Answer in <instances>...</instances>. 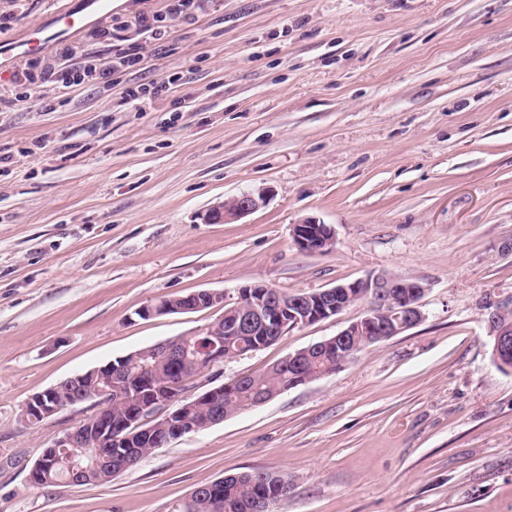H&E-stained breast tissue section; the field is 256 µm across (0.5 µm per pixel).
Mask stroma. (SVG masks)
<instances>
[{
  "instance_id": "35a3bbf8",
  "label": "stroma",
  "mask_w": 512,
  "mask_h": 512,
  "mask_svg": "<svg viewBox=\"0 0 512 512\" xmlns=\"http://www.w3.org/2000/svg\"><path fill=\"white\" fill-rule=\"evenodd\" d=\"M85 0H0L19 39ZM169 0H113L75 32L77 63L142 59L45 111L0 110V512H168L228 475H288L274 512H512V372L486 315L512 300V0H201L153 41ZM169 79L145 111L128 88ZM256 211L210 223L224 198ZM327 253L298 249L305 218ZM426 287L425 319L336 372L156 449L103 485L29 472L90 403L37 424L34 394L137 349L200 334L221 310L142 319L162 297L266 284L324 290L370 274ZM358 304L193 377L195 396L361 318ZM293 241L304 252L316 253L330 251L335 241L334 228L314 218H306L293 226ZM320 245H324L320 248ZM331 245V246H330Z\"/></svg>"
}]
</instances>
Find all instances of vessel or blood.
<instances>
[{"label": "vessel or blood", "mask_w": 512, "mask_h": 512, "mask_svg": "<svg viewBox=\"0 0 512 512\" xmlns=\"http://www.w3.org/2000/svg\"><path fill=\"white\" fill-rule=\"evenodd\" d=\"M112 12V0H88L85 10L69 7L60 10L51 24L32 27L24 37L13 44H0V59L9 60L15 55L42 54L52 42L64 39L84 28L90 15L105 17Z\"/></svg>", "instance_id": "1"}]
</instances>
